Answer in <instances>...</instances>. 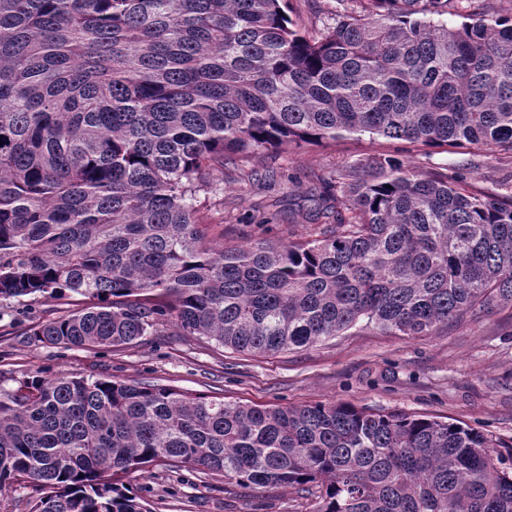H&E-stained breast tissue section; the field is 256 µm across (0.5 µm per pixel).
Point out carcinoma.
I'll list each match as a JSON object with an SVG mask.
<instances>
[{
	"mask_svg": "<svg viewBox=\"0 0 512 512\" xmlns=\"http://www.w3.org/2000/svg\"><path fill=\"white\" fill-rule=\"evenodd\" d=\"M354 135L512 155V16L337 0L299 29L286 0H0V302L87 298L32 328L44 345L170 323L248 353L512 303V195L398 154L306 195V239L210 238L195 202L214 174ZM153 462L288 488L314 512H512V467L475 428L112 379L0 389V494L30 483L31 512H150L125 479Z\"/></svg>",
	"mask_w": 512,
	"mask_h": 512,
	"instance_id": "1",
	"label": "carcinoma"
}]
</instances>
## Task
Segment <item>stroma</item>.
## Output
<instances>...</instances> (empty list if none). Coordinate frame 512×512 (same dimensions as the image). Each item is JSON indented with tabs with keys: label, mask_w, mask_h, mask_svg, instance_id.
Masks as SVG:
<instances>
[{
	"label": "stroma",
	"mask_w": 512,
	"mask_h": 512,
	"mask_svg": "<svg viewBox=\"0 0 512 512\" xmlns=\"http://www.w3.org/2000/svg\"><path fill=\"white\" fill-rule=\"evenodd\" d=\"M399 153L419 171L464 178L473 191L512 194V158L478 149H429L383 138L347 139L336 148L306 146L250 163L274 167V182L256 187L230 170L197 197L213 234L236 244L265 238L295 241L310 227L291 223L303 195L344 162ZM84 297H37L0 303V388L32 375L167 385L257 406L318 401L372 411H403L464 424L512 447V304L499 305L427 336H400L357 327L317 346L271 355H246L185 335L172 325L112 349L56 348L31 343L36 324L81 309ZM131 484L151 512H313L312 501L279 486L259 489L190 468L159 464Z\"/></svg>",
	"instance_id": "obj_1"
}]
</instances>
